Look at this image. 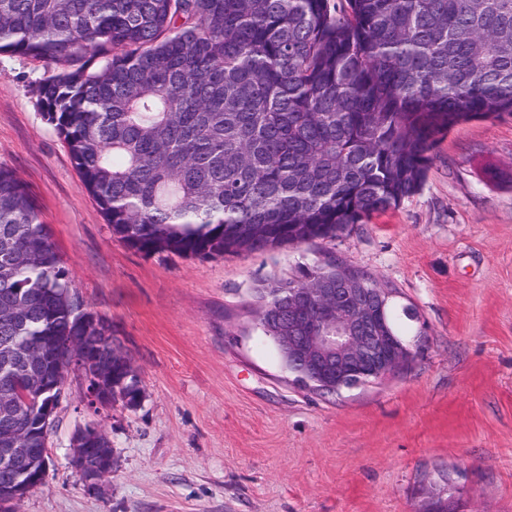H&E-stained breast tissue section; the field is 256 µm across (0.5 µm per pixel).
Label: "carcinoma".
I'll list each match as a JSON object with an SVG mask.
<instances>
[{"mask_svg":"<svg viewBox=\"0 0 512 512\" xmlns=\"http://www.w3.org/2000/svg\"><path fill=\"white\" fill-rule=\"evenodd\" d=\"M0 52L56 70L37 104L112 234L146 255L333 238L415 194L450 126L512 115V0H0ZM10 295L24 304L5 314ZM79 301L1 167L0 343L60 349ZM85 371L139 403L127 359ZM22 390L25 430L58 395L38 374Z\"/></svg>","mask_w":512,"mask_h":512,"instance_id":"1","label":"carcinoma"}]
</instances>
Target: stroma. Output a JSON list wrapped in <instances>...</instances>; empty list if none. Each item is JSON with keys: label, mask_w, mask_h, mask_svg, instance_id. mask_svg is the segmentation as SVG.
Instances as JSON below:
<instances>
[{"label": "stroma", "mask_w": 512, "mask_h": 512, "mask_svg": "<svg viewBox=\"0 0 512 512\" xmlns=\"http://www.w3.org/2000/svg\"><path fill=\"white\" fill-rule=\"evenodd\" d=\"M43 63L0 54V167L15 171L77 292L112 321L143 390L93 414L69 376L42 487L16 512H512V116L455 127L421 189L298 247L180 258L113 236L36 103ZM411 306L413 361L322 393L258 327L255 292L329 257ZM115 465L87 488L71 459L89 420Z\"/></svg>", "instance_id": "obj_1"}]
</instances>
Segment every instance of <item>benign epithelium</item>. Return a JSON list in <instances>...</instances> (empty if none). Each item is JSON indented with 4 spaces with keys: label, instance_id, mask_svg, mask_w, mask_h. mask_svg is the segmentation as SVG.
Returning a JSON list of instances; mask_svg holds the SVG:
<instances>
[{
    "label": "benign epithelium",
    "instance_id": "obj_1",
    "mask_svg": "<svg viewBox=\"0 0 512 512\" xmlns=\"http://www.w3.org/2000/svg\"><path fill=\"white\" fill-rule=\"evenodd\" d=\"M331 270L312 288L278 290V296L260 308L259 322L302 383L335 393L351 387L350 379L359 375L371 380L388 376L410 360L412 349L394 335L388 322L391 289L367 288L339 265ZM95 323L98 333L94 336L64 337L67 369L78 366L92 350L104 354L109 362L120 353L112 336V321L98 314ZM20 364L12 345H0V397L8 401L0 411V429L6 431L0 438V469L13 474L12 481L0 488L4 497L26 495L43 482L18 465L26 452L13 433ZM98 431V424L90 422L76 431L73 440V463L90 488L112 473V449L90 447Z\"/></svg>",
    "mask_w": 512,
    "mask_h": 512
}]
</instances>
